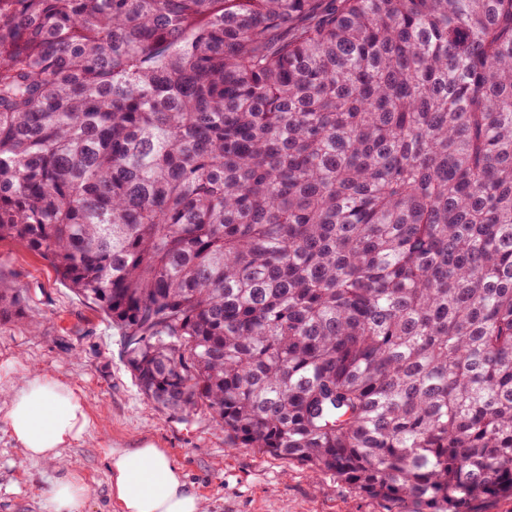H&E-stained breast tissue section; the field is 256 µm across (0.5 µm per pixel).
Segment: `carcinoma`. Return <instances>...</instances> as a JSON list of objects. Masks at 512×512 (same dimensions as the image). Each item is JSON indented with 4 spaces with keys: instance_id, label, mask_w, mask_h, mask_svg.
<instances>
[{
    "instance_id": "cac0c4a2",
    "label": "carcinoma",
    "mask_w": 512,
    "mask_h": 512,
    "mask_svg": "<svg viewBox=\"0 0 512 512\" xmlns=\"http://www.w3.org/2000/svg\"><path fill=\"white\" fill-rule=\"evenodd\" d=\"M1 238L230 447L512 498V0H0Z\"/></svg>"
}]
</instances>
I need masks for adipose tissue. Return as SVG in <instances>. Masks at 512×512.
Segmentation results:
<instances>
[{
  "instance_id": "adipose-tissue-1",
  "label": "adipose tissue",
  "mask_w": 512,
  "mask_h": 512,
  "mask_svg": "<svg viewBox=\"0 0 512 512\" xmlns=\"http://www.w3.org/2000/svg\"><path fill=\"white\" fill-rule=\"evenodd\" d=\"M5 424L23 456L57 462L59 475L47 512H82L87 490L61 461V451L84 438L89 418L78 391L45 375L0 382ZM110 491L120 512H206L197 492L165 449L145 439L107 455Z\"/></svg>"
}]
</instances>
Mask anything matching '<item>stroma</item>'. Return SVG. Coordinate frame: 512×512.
<instances>
[{
  "label": "stroma",
  "mask_w": 512,
  "mask_h": 512,
  "mask_svg": "<svg viewBox=\"0 0 512 512\" xmlns=\"http://www.w3.org/2000/svg\"><path fill=\"white\" fill-rule=\"evenodd\" d=\"M0 290L24 298L0 321V376L25 368L65 380L79 390L91 416L89 435L62 451L71 474L88 490L84 512H118L106 455L112 448L136 447L145 437L167 450L206 512H385L334 474L227 447L223 431L205 414L158 408L137 387L119 330L57 280L26 244L0 240ZM20 456L0 419V512H44L56 464H23Z\"/></svg>",
  "instance_id": "stroma-1"
}]
</instances>
